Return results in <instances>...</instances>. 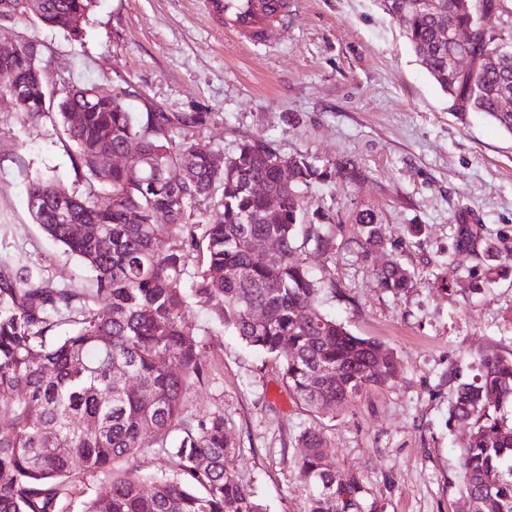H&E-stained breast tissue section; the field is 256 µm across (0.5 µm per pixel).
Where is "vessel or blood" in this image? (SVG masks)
<instances>
[{
    "label": "vessel or blood",
    "instance_id": "vessel-or-blood-1",
    "mask_svg": "<svg viewBox=\"0 0 512 512\" xmlns=\"http://www.w3.org/2000/svg\"><path fill=\"white\" fill-rule=\"evenodd\" d=\"M225 31L246 42L264 39L269 28L287 30L293 17L288 0H208Z\"/></svg>",
    "mask_w": 512,
    "mask_h": 512
}]
</instances>
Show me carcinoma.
<instances>
[{
    "instance_id": "carcinoma-1",
    "label": "carcinoma",
    "mask_w": 512,
    "mask_h": 512,
    "mask_svg": "<svg viewBox=\"0 0 512 512\" xmlns=\"http://www.w3.org/2000/svg\"><path fill=\"white\" fill-rule=\"evenodd\" d=\"M506 0H385L403 27L418 61L442 91L461 99L464 112H482L512 134V52L489 66L462 72L459 61L495 51L512 32H489L464 45L450 32L478 25L477 4L497 11ZM95 0H0V20L34 18L48 27L83 33ZM0 70L19 89L18 109L31 122L53 109L75 149L74 170L101 185L112 207L101 209L66 186L32 185V215L54 241L66 246L94 273L96 299L75 288L35 283L21 272L0 270V512H55L64 479L81 471H105L129 460L153 438L177 458L179 477L114 474L87 512H266L251 485L230 475L233 454L224 415L195 422L181 418L188 389L204 378L195 328L182 314L183 228L206 227L204 269L192 292L216 301L224 327L247 345L282 358L288 389L319 413L344 407L367 386H385L398 373L392 352L352 334L318 307L319 282L299 249L328 253L333 235L304 220L301 188L332 177L302 156L289 158L283 180L278 154L242 143L218 155L183 135L210 124L212 113L133 112L127 91L100 84L47 91L33 43L11 39L0 48ZM130 165L117 167L112 155ZM186 167L192 178L179 184L170 171ZM264 185L282 200L266 219L263 197L247 190ZM224 220L211 223V213ZM165 222L158 223V218ZM366 250L384 246L370 212L359 214ZM73 224H97L99 235L77 237ZM280 251L265 258L267 243ZM168 241L169 246L160 247ZM477 234L459 229L458 251H475ZM378 287L399 295L413 287L400 264L375 270ZM80 309L76 329L53 336L55 317ZM264 313L257 322L252 311ZM384 353L376 362L378 353ZM479 373L460 383L449 419L470 427L461 450V481L471 512H512V354L480 357ZM154 401L145 400V392ZM96 427L86 430L83 423ZM176 438H170L173 430ZM297 464L307 494L305 512H378L362 480L341 477L328 463L321 433L304 429Z\"/></svg>"
}]
</instances>
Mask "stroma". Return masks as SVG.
Listing matches in <instances>:
<instances>
[{
    "label": "stroma",
    "instance_id": "1",
    "mask_svg": "<svg viewBox=\"0 0 512 512\" xmlns=\"http://www.w3.org/2000/svg\"><path fill=\"white\" fill-rule=\"evenodd\" d=\"M293 3L292 28H271L256 44L225 35L207 0H96L78 42L25 19L0 33L37 45L49 88L128 86L138 92L127 101L133 110L146 97L170 112L212 113L193 137L214 152L250 142L333 174L339 164L356 166L354 182L334 175L302 190L307 220L335 238L331 253L302 256L321 281L322 310L393 350L395 380L316 414L289 393L278 358L225 331L213 302L193 296L183 313L205 376L188 391L183 418L223 414L235 448L230 470L267 512H305L297 438L309 427L322 432L336 471L360 476L382 512H468L459 477L467 429L449 420L448 404L480 356L512 352V134L456 108L381 0ZM74 156L56 112L31 122L0 99V268L92 288L88 268L28 208L38 179L108 204V192L76 177ZM365 210L381 225L385 249L365 252L356 222ZM461 224L473 225L497 258L452 253ZM390 259L414 276L398 296L374 279ZM105 480L71 476L56 512H86Z\"/></svg>",
    "mask_w": 512,
    "mask_h": 512
}]
</instances>
